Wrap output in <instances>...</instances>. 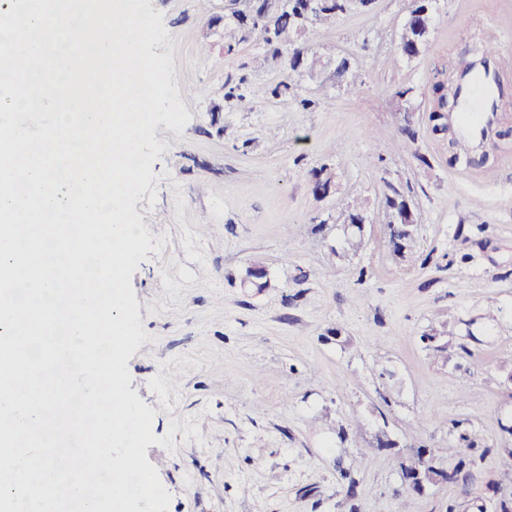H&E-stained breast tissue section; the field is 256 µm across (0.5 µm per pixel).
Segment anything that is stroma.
Listing matches in <instances>:
<instances>
[{
  "mask_svg": "<svg viewBox=\"0 0 512 512\" xmlns=\"http://www.w3.org/2000/svg\"><path fill=\"white\" fill-rule=\"evenodd\" d=\"M410 5L375 0L307 32L330 65L275 98L286 78L255 68V44L224 51L229 0H210L205 16L195 0H149L167 31L152 51L170 56L190 116L180 131L155 125L162 150L134 203L152 248L131 275L145 338L129 388L154 411V435L172 438L146 449L168 512H477L512 498L497 485L512 469V111L468 164H449L452 135L430 119L434 85L478 53L485 20L512 82V0H435L430 38L409 59L398 43ZM339 57L355 92L334 77ZM230 78L244 79L252 110L225 100ZM400 89L407 150L394 146ZM324 165L338 190L319 200L311 171ZM392 185L422 217L412 258H394L384 224L341 257L332 215L357 197L377 207ZM256 257L262 290L245 280ZM463 432L488 451L467 479L397 497L402 451L429 449L449 470Z\"/></svg>",
  "mask_w": 512,
  "mask_h": 512,
  "instance_id": "35a3bbf8",
  "label": "stroma"
}]
</instances>
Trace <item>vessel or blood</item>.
Wrapping results in <instances>:
<instances>
[{
	"label": "vessel or blood",
	"instance_id": "vessel-or-blood-1",
	"mask_svg": "<svg viewBox=\"0 0 512 512\" xmlns=\"http://www.w3.org/2000/svg\"><path fill=\"white\" fill-rule=\"evenodd\" d=\"M452 93L459 106L450 120L459 139L470 151L481 150L498 113L512 109V97L504 96L500 90L495 58L477 57L461 73Z\"/></svg>",
	"mask_w": 512,
	"mask_h": 512
}]
</instances>
